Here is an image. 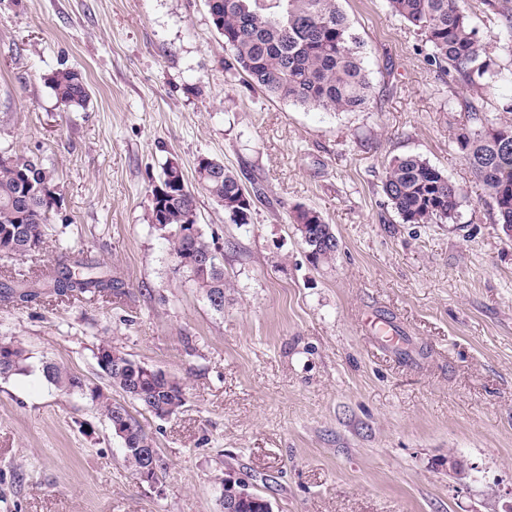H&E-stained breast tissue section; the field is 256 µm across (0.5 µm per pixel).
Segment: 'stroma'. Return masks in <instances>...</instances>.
Segmentation results:
<instances>
[{
	"label": "stroma",
	"mask_w": 512,
	"mask_h": 512,
	"mask_svg": "<svg viewBox=\"0 0 512 512\" xmlns=\"http://www.w3.org/2000/svg\"><path fill=\"white\" fill-rule=\"evenodd\" d=\"M478 37L503 73L475 96L512 122V55L479 0ZM364 42L374 100L333 112L271 100L224 69L205 0H0V151L53 169L60 201L42 249L0 259V279L91 256L123 281L104 297L0 305V337L27 372L0 377V512H223L222 471L274 512H512V236L451 143L464 95L430 65L385 0H339ZM79 71L86 109L50 87ZM417 154L464 191L455 224H405L386 163ZM205 155L263 194L230 223L197 182ZM192 187L224 265L215 311L149 221L166 162ZM339 243L313 265L296 208ZM390 320L380 347L358 321ZM186 380L188 402L154 419L97 365L101 341ZM56 362L106 389L153 436L164 468L141 481L88 397L46 382ZM469 463L462 475L449 456Z\"/></svg>",
	"instance_id": "stroma-1"
}]
</instances>
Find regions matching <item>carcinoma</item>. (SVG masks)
Listing matches in <instances>:
<instances>
[{
  "label": "carcinoma",
  "mask_w": 512,
  "mask_h": 512,
  "mask_svg": "<svg viewBox=\"0 0 512 512\" xmlns=\"http://www.w3.org/2000/svg\"><path fill=\"white\" fill-rule=\"evenodd\" d=\"M496 24L494 40L512 50V0H483ZM212 24L224 42V69L242 72L252 88L271 100L334 112H365L373 86L365 66L364 42L354 32L338 0H207ZM388 10L421 35L430 61L455 82L478 91L498 73L480 44L463 0H386ZM57 102L65 109L83 108L89 93L82 75L63 68L50 78ZM452 144L482 183L489 197L493 223L512 225V123L478 121L453 132ZM198 181L224 207L233 224L246 223L247 210L238 211L236 198L246 191L241 178L208 158L196 164ZM159 185L170 187L160 206L150 203L149 218L163 214L156 228L168 243L177 264L216 311L224 310V266L200 227L190 234L187 216L197 211V199L177 163L162 168ZM57 186L54 172L39 158L0 153V256H25L41 248L51 209L42 194L30 189ZM382 190L405 224H456L465 202L462 188L441 169L417 154L393 158L385 168ZM293 223L312 252V263H331L336 249L323 245L331 230L315 210L300 207ZM209 258L206 268L191 264ZM122 287L112 270L92 260L76 269L64 265L31 279L0 284V303L26 306L43 296H105ZM98 366L108 384L136 400L158 420L177 415L186 405L182 379L142 365L109 343ZM27 351L15 340L0 338V377L26 370ZM43 376L62 394H89L111 427H120L124 459L139 472L140 452L154 446L153 437L121 405L100 389H88L82 378L57 363L43 366Z\"/></svg>",
  "instance_id": "obj_1"
}]
</instances>
